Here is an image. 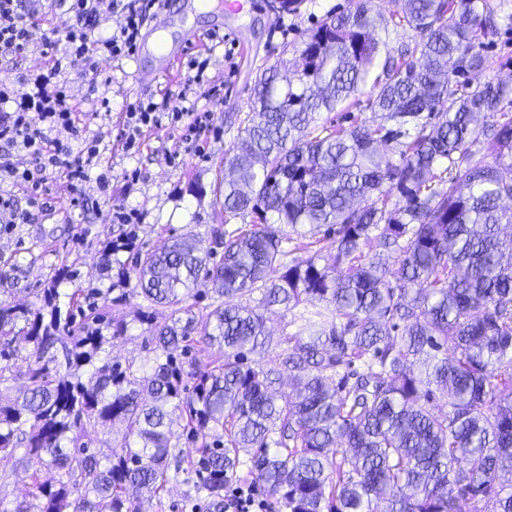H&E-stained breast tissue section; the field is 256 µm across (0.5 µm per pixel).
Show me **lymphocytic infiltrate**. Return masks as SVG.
<instances>
[{
  "mask_svg": "<svg viewBox=\"0 0 512 512\" xmlns=\"http://www.w3.org/2000/svg\"><path fill=\"white\" fill-rule=\"evenodd\" d=\"M77 18L67 35L71 52L85 56L92 87L109 88L112 59L133 55L147 12L159 0H112V8L124 17L117 31L97 38L100 0H64ZM39 47L47 57V71L32 76L33 91L21 101H13L7 86L0 84V106L13 104L12 113L0 117V147L14 150L12 161L0 164V180L22 186L33 181L35 172L60 173L73 188H80L99 163L96 148L73 151L52 138L60 125L79 132L77 99L70 90L64 57L54 52L50 32L40 31L38 23L22 10L21 0H0V66L16 62L30 47Z\"/></svg>",
  "mask_w": 512,
  "mask_h": 512,
  "instance_id": "1",
  "label": "lymphocytic infiltrate"
}]
</instances>
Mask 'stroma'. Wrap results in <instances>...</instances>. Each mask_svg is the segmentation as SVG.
Returning a JSON list of instances; mask_svg holds the SVG:
<instances>
[{
    "label": "stroma",
    "mask_w": 512,
    "mask_h": 512,
    "mask_svg": "<svg viewBox=\"0 0 512 512\" xmlns=\"http://www.w3.org/2000/svg\"><path fill=\"white\" fill-rule=\"evenodd\" d=\"M356 0H307L299 17L276 15L269 0H247L243 10L225 7L224 0H211L204 11L195 10L194 0H166L164 31L171 43L179 33L193 29L204 42L203 49L186 51L180 75L154 83L137 78L133 58L111 64L109 96L111 115L99 114L97 99L87 90L83 58L69 56L72 89L80 103L86 135L98 139L102 148L100 170L109 172V190H101L89 179L81 193L60 174L45 177L32 196L41 200L32 207L26 224L0 223V301L13 306L37 304L44 288L50 287L54 269L62 264L77 270L76 282H63L60 292L74 288H107L116 272L104 271L99 263L101 242L108 237L134 233L139 249H157L173 236L194 233L201 250L212 246L211 228L222 224L224 210L216 187L224 173V155L232 146L248 115L253 87L261 73L278 59L297 61L293 47L303 33L314 28L329 13L353 8ZM24 11L39 18L42 28L52 30L57 52L66 53L67 34L74 23L60 0H25ZM252 49L242 59L241 43ZM204 68L202 81L194 85L187 105L208 113L205 129L165 125L146 129L138 145L125 146V113L140 102L162 103L164 94H178L182 77L193 66ZM16 191L19 203L28 196ZM131 212V223H117L115 205ZM146 301L128 296L112 307L111 317L127 325L125 336L106 343L113 360L148 366L154 356L146 324L139 321ZM143 512H207L189 493L185 475L170 479L157 497L142 500Z\"/></svg>",
    "instance_id": "stroma-1"
}]
</instances>
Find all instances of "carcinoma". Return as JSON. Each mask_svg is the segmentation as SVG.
<instances>
[{"mask_svg":"<svg viewBox=\"0 0 512 512\" xmlns=\"http://www.w3.org/2000/svg\"><path fill=\"white\" fill-rule=\"evenodd\" d=\"M394 5L327 16L301 41L302 70L262 73L224 159V223L244 225L213 230L219 261L185 236L137 254L118 290L0 302V375L19 361L28 375L22 400L0 404V461L34 489L3 512H140L128 489L159 495L171 458L177 472L188 463L211 512H224V483L243 466L284 512H512V84L469 80L512 14L499 22L483 0ZM399 29L413 37L396 48ZM365 91L372 119L319 122ZM481 113L488 130L473 126ZM389 141L396 161L377 149ZM323 226L336 235L331 262L283 247ZM374 245L383 252L369 255ZM131 247L106 241L102 267ZM201 278L223 302L194 315ZM257 291L258 308L234 302ZM130 293L170 310L163 326L140 315L155 343L146 370L102 357L127 331L108 310ZM307 301L316 329L273 340L262 309ZM194 332L224 359L187 395ZM271 344L277 367L249 361ZM281 368L300 390L278 403ZM182 415L195 448L175 456ZM116 423L133 443L104 456L79 445ZM42 466L55 476L41 480Z\"/></svg>","mask_w":512,"mask_h":512,"instance_id":"1","label":"carcinoma"}]
</instances>
